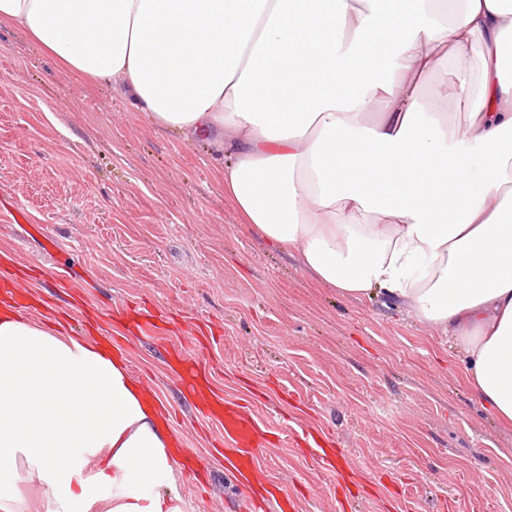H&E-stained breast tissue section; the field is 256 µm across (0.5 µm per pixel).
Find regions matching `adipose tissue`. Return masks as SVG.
<instances>
[{
  "instance_id": "adipose-tissue-1",
  "label": "adipose tissue",
  "mask_w": 512,
  "mask_h": 512,
  "mask_svg": "<svg viewBox=\"0 0 512 512\" xmlns=\"http://www.w3.org/2000/svg\"><path fill=\"white\" fill-rule=\"evenodd\" d=\"M325 2L0 0V24L213 143L244 223L452 337L512 423V0ZM439 44L481 60L454 130L418 95ZM176 444L122 359L0 303V512H191Z\"/></svg>"
}]
</instances>
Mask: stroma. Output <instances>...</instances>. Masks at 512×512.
I'll return each instance as SVG.
<instances>
[{"label":"stroma","mask_w":512,"mask_h":512,"mask_svg":"<svg viewBox=\"0 0 512 512\" xmlns=\"http://www.w3.org/2000/svg\"><path fill=\"white\" fill-rule=\"evenodd\" d=\"M476 55L441 57L419 88L450 125ZM0 254L40 274L27 317H87L134 380L173 414L199 475L177 486L194 512H249L215 422L182 399L170 365L198 332L214 388L248 405L273 444L264 487L298 512H512V426L472 394L446 336L376 295L348 298L266 242L224 196L209 146L159 128L117 85L65 70L24 31L0 25ZM80 284L59 288V277ZM155 311L157 337L130 336L119 305ZM321 430L359 476L326 475L289 436Z\"/></svg>","instance_id":"obj_1"}]
</instances>
